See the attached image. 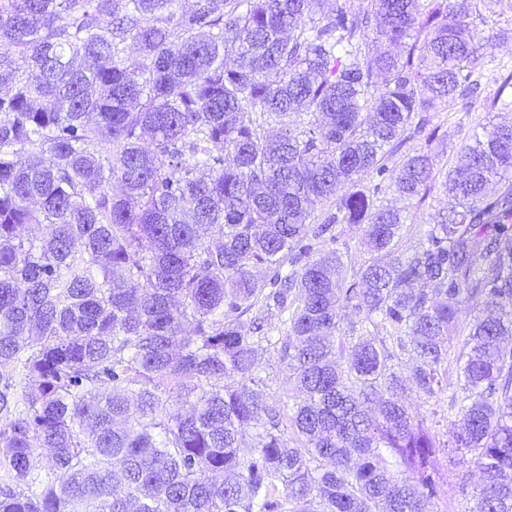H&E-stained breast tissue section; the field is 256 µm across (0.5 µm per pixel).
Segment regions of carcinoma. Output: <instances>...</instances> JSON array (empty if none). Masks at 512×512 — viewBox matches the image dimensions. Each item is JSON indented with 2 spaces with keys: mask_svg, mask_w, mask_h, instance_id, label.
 I'll use <instances>...</instances> for the list:
<instances>
[{
  "mask_svg": "<svg viewBox=\"0 0 512 512\" xmlns=\"http://www.w3.org/2000/svg\"><path fill=\"white\" fill-rule=\"evenodd\" d=\"M488 2L0 0V512H429L445 449L467 512H512V123L390 262L401 213L359 184L422 200L432 155L388 151L450 100L512 111ZM464 310L441 444L404 393L448 387ZM486 68L495 70L498 65L507 64L512 62V39H505L496 42L485 51ZM500 63V64H499ZM337 242L330 243L326 242L320 249L336 248L344 254V260L350 267V263L358 268L364 260H368L371 255L368 253L367 248L364 244L362 234L357 227L350 226H339L336 229Z\"/></svg>",
  "mask_w": 512,
  "mask_h": 512,
  "instance_id": "cac0c4a2",
  "label": "carcinoma"
}]
</instances>
